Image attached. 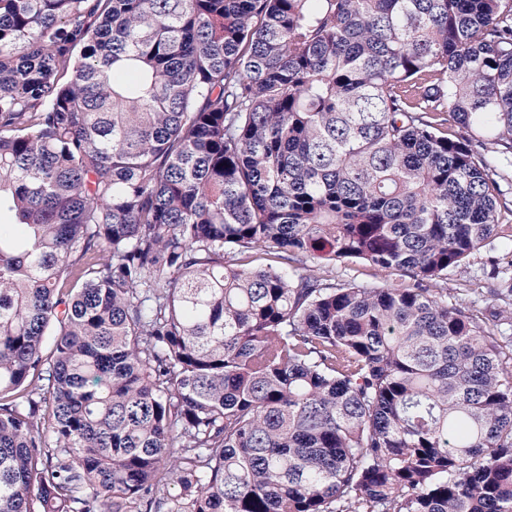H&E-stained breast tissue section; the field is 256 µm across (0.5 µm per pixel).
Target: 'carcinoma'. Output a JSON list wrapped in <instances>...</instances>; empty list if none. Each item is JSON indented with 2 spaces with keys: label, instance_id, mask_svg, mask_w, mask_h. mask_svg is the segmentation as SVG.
<instances>
[{
  "label": "carcinoma",
  "instance_id": "cac0c4a2",
  "mask_svg": "<svg viewBox=\"0 0 512 512\" xmlns=\"http://www.w3.org/2000/svg\"><path fill=\"white\" fill-rule=\"evenodd\" d=\"M489 154L512 0H0V512H512ZM504 250L501 248L495 251H489L485 248L475 252L469 259V263L448 274V304L454 303L458 297H467L461 293H469L468 297L474 298L478 293V288H485V283L489 281L490 272L493 269L492 260L502 259ZM472 288L469 292H463L465 289ZM347 273L349 278L354 279L356 282L363 284H373L378 281H382L383 279H393L398 283H407L409 281L408 278L399 277L398 275L385 277L384 274H382L376 268L369 264L356 265Z\"/></svg>",
  "mask_w": 512,
  "mask_h": 512
}]
</instances>
